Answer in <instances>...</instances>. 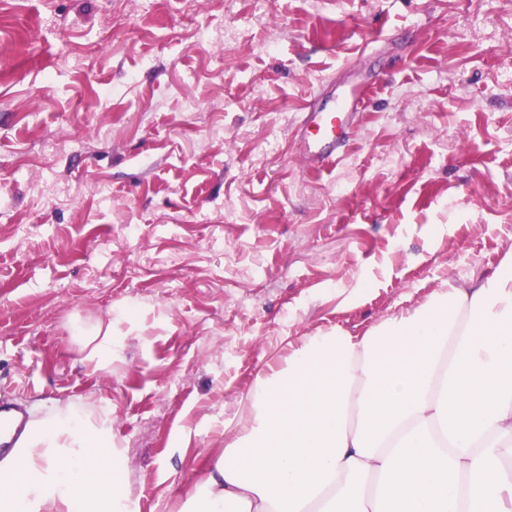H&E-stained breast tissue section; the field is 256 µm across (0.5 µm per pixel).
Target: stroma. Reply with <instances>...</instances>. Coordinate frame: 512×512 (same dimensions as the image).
<instances>
[{"instance_id": "obj_1", "label": "stroma", "mask_w": 512, "mask_h": 512, "mask_svg": "<svg viewBox=\"0 0 512 512\" xmlns=\"http://www.w3.org/2000/svg\"><path fill=\"white\" fill-rule=\"evenodd\" d=\"M379 69L305 169V102ZM511 251L512 0H0V397L109 405L123 512H178L303 337ZM76 337L85 352V359L96 367H104L112 362V320L100 319L88 327L74 326Z\"/></svg>"}]
</instances>
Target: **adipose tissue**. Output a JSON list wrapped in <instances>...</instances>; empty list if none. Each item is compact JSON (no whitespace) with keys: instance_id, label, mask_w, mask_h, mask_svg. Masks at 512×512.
<instances>
[{"instance_id":"ef3b65f1","label":"adipose tissue","mask_w":512,"mask_h":512,"mask_svg":"<svg viewBox=\"0 0 512 512\" xmlns=\"http://www.w3.org/2000/svg\"><path fill=\"white\" fill-rule=\"evenodd\" d=\"M73 334L111 363V319ZM121 466L111 409L57 404L0 458V512H116ZM202 470L181 512H512V254L364 334L305 337Z\"/></svg>"}]
</instances>
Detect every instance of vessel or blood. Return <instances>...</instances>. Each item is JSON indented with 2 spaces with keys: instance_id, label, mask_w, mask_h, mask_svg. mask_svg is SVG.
<instances>
[{
  "instance_id": "obj_1",
  "label": "vessel or blood",
  "mask_w": 512,
  "mask_h": 512,
  "mask_svg": "<svg viewBox=\"0 0 512 512\" xmlns=\"http://www.w3.org/2000/svg\"><path fill=\"white\" fill-rule=\"evenodd\" d=\"M376 88L371 80L342 87L332 94L334 110L319 108L309 101L292 131L296 155L311 171H323L335 164L347 150L362 110ZM21 406L0 399V452L16 447L30 422Z\"/></svg>"
}]
</instances>
